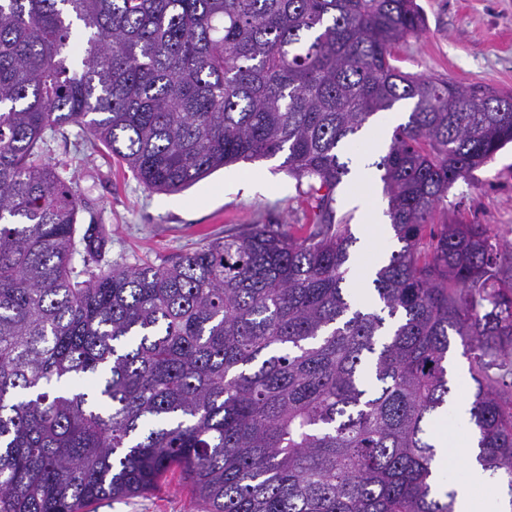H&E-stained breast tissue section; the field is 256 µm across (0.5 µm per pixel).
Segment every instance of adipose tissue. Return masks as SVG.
Listing matches in <instances>:
<instances>
[{
    "mask_svg": "<svg viewBox=\"0 0 512 512\" xmlns=\"http://www.w3.org/2000/svg\"><path fill=\"white\" fill-rule=\"evenodd\" d=\"M436 447L435 463L450 468L453 460H461L466 477L454 485L457 512H501V499L496 485L477 462L473 451L467 447L449 448L447 431H438L433 439ZM482 488V496H475V488Z\"/></svg>",
    "mask_w": 512,
    "mask_h": 512,
    "instance_id": "obj_1",
    "label": "adipose tissue"
}]
</instances>
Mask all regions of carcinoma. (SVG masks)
I'll return each instance as SVG.
<instances>
[{
    "instance_id": "1",
    "label": "carcinoma",
    "mask_w": 512,
    "mask_h": 512,
    "mask_svg": "<svg viewBox=\"0 0 512 512\" xmlns=\"http://www.w3.org/2000/svg\"><path fill=\"white\" fill-rule=\"evenodd\" d=\"M417 0H0V512H92L177 481L202 512H455L428 425L459 338L484 469L512 492V280L487 224L436 223L512 143V94L395 65ZM371 163L400 249L348 291L334 191ZM66 126L149 191L285 154L312 224L94 273Z\"/></svg>"
}]
</instances>
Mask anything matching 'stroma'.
<instances>
[{
    "label": "stroma",
    "mask_w": 512,
    "mask_h": 512,
    "mask_svg": "<svg viewBox=\"0 0 512 512\" xmlns=\"http://www.w3.org/2000/svg\"><path fill=\"white\" fill-rule=\"evenodd\" d=\"M417 2L427 20L426 30L396 47V64L402 71L512 93V0ZM377 125L383 141L366 138L361 147L341 152L350 172L335 189V210L357 237L365 225L356 198L383 196L379 172L359 162L364 155L377 159L388 147L386 138L395 123L385 114ZM74 134L69 127L51 141V154L70 157L85 193L79 228L98 225L108 238L99 269L144 260L159 264L242 224H273L295 231L310 221L303 187L282 168L281 158L239 161L181 192L166 194L145 190L106 149H74ZM448 217L490 225L500 238L502 272L512 278V144L449 188ZM96 512L201 509L187 489L173 482L133 498L102 502Z\"/></svg>",
    "instance_id": "35a3bbf8"
}]
</instances>
